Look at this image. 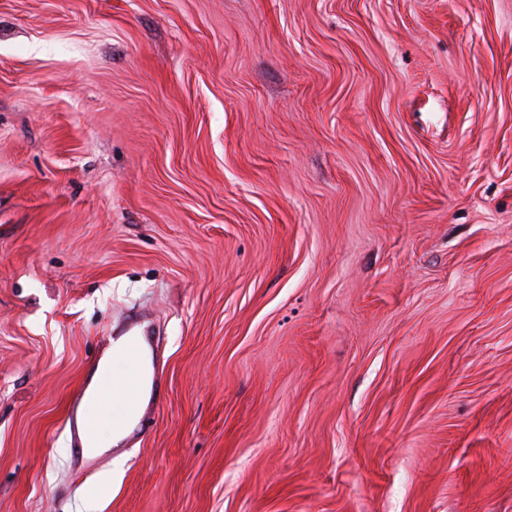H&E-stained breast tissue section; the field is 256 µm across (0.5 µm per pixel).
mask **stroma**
Segmentation results:
<instances>
[{
	"label": "stroma",
	"mask_w": 512,
	"mask_h": 512,
	"mask_svg": "<svg viewBox=\"0 0 512 512\" xmlns=\"http://www.w3.org/2000/svg\"><path fill=\"white\" fill-rule=\"evenodd\" d=\"M0 512H512V0H0ZM111 376V377H110ZM110 384L106 387L102 385L100 381H96L95 389L90 397V408L85 415V420L89 422L94 428V439L92 433V427L90 425L79 424L77 420V412L74 417L69 421V432L71 441H73L78 447L82 448V440L87 444L91 445L92 448L102 449L109 448L111 440H118L123 437L122 430L112 424V433L110 430L111 418L109 416L108 407L116 400L117 397H121L130 405H136L137 399L144 390V379L140 373L138 381L133 385L125 384L119 388L118 394L112 387V375L109 374Z\"/></svg>",
	"instance_id": "1"
}]
</instances>
